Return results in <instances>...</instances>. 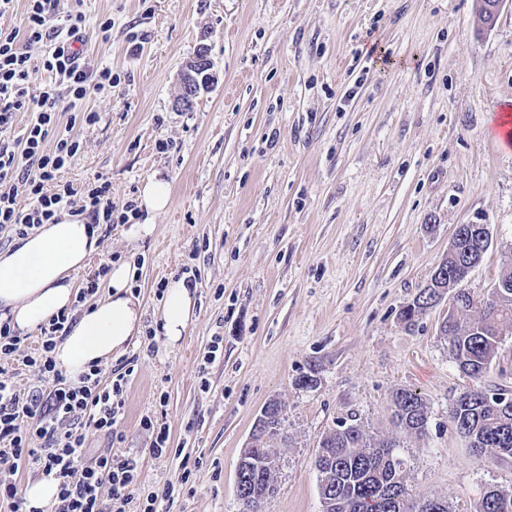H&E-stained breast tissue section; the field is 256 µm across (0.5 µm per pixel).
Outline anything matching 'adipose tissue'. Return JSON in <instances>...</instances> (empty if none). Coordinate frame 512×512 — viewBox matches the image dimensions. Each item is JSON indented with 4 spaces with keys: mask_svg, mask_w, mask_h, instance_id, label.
I'll use <instances>...</instances> for the list:
<instances>
[{
    "mask_svg": "<svg viewBox=\"0 0 512 512\" xmlns=\"http://www.w3.org/2000/svg\"><path fill=\"white\" fill-rule=\"evenodd\" d=\"M169 202V183L148 179L139 197L146 218L128 229L129 238L151 236L155 215ZM100 248L99 229L68 215L16 240L13 248L0 252V321H9L12 329L25 334L62 310L72 309L77 302L72 274L83 269ZM137 275L134 264L113 265L107 296L79 316L53 350L57 366L72 381H79L91 365L121 355L140 336L142 307L133 291ZM195 292V284L187 277L167 282L161 320L169 343L182 338L194 308Z\"/></svg>",
    "mask_w": 512,
    "mask_h": 512,
    "instance_id": "ef3b65f1",
    "label": "adipose tissue"
}]
</instances>
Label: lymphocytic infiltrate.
Listing matches in <instances>:
<instances>
[{"mask_svg": "<svg viewBox=\"0 0 512 512\" xmlns=\"http://www.w3.org/2000/svg\"><path fill=\"white\" fill-rule=\"evenodd\" d=\"M84 0H27L23 29L0 27V228L25 235L27 229L58 223L61 214L85 215L92 224H125L136 213L133 203L116 205L112 184L93 177L82 189L61 181L60 173L80 150L76 125H92L99 114L88 108L90 94L112 90V70L86 65ZM47 44L40 61L27 47ZM47 73L38 81V73ZM32 113L23 133L14 134L17 113ZM73 323L68 313L41 326L38 338L12 331L0 322V358L21 357L47 393L22 394L0 367V502L9 512H25L14 480L19 464L51 475L59 495L51 512H103L101 492L109 490L112 512H160L173 486L147 490L132 460L104 452L86 456L92 434H111L125 405L127 374L92 366L73 383L58 369L52 352Z\"/></svg>", "mask_w": 512, "mask_h": 512, "instance_id": "lymphocytic-infiltrate-1", "label": "lymphocytic infiltrate"}]
</instances>
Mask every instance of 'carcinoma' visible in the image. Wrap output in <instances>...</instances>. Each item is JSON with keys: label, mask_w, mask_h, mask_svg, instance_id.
I'll use <instances>...</instances> for the list:
<instances>
[{"label": "carcinoma", "mask_w": 512, "mask_h": 512, "mask_svg": "<svg viewBox=\"0 0 512 512\" xmlns=\"http://www.w3.org/2000/svg\"><path fill=\"white\" fill-rule=\"evenodd\" d=\"M485 247L480 237L465 236L460 242V258L479 260ZM499 287L477 305L462 300V314H473L464 321L455 316L444 320L448 351L459 369L471 379L449 409L456 430L477 449V456L494 463L512 465V403L487 394L484 379L498 349L501 327L512 323V265L502 268ZM397 426L406 433L420 435L427 424V406L417 393L399 389L392 396ZM325 456L315 462L323 512H430V499L417 503L405 497L400 485L391 483L386 454L398 456L393 440L368 442L358 423L334 430ZM273 472L261 465L243 475L242 512H253L252 503L273 485ZM437 512H448L443 501H436ZM475 512H512V491L496 488L482 498Z\"/></svg>", "instance_id": "cac0c4a2"}]
</instances>
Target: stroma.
I'll list each match as a JSON object with an SVG mask.
<instances>
[{
    "instance_id": "35a3bbf8",
    "label": "stroma",
    "mask_w": 512,
    "mask_h": 512,
    "mask_svg": "<svg viewBox=\"0 0 512 512\" xmlns=\"http://www.w3.org/2000/svg\"><path fill=\"white\" fill-rule=\"evenodd\" d=\"M477 0H84L89 67L112 70V94L79 131L63 172L99 175L117 205L144 182L171 198L153 235L113 225L75 273L133 262L146 335L104 370L132 363L111 438L86 452L133 459L142 482L176 481L184 450L200 466L169 512H240L235 469L264 404L286 407L276 492L264 512H322L313 462L322 436L360 423L396 439L405 487L448 512H474L512 466L476 458L449 416L468 386L439 327L447 302L399 318L448 252L457 225L491 244L465 286L488 296L512 262V145L496 122L512 104V0L486 27ZM112 20L102 42L96 25ZM207 45L214 82L178 111L181 74ZM198 288L184 336L158 323L160 286L182 272ZM223 352L203 357L214 337ZM315 376L304 388L301 377ZM427 405L426 432L400 431L397 389ZM166 424L172 452L150 455L143 417Z\"/></svg>"
}]
</instances>
